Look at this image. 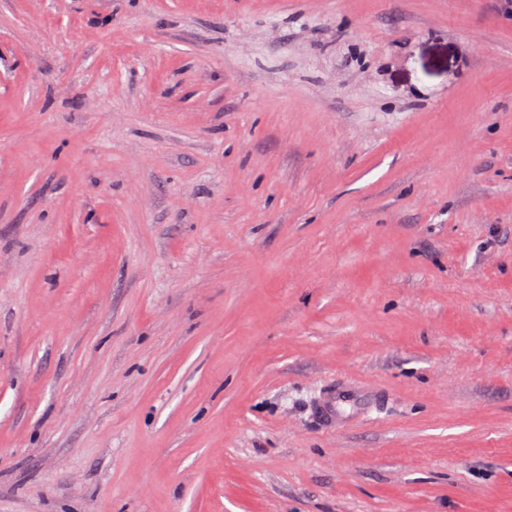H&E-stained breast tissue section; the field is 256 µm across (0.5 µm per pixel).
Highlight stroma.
I'll return each instance as SVG.
<instances>
[{
	"label": "stroma",
	"instance_id": "stroma-1",
	"mask_svg": "<svg viewBox=\"0 0 512 512\" xmlns=\"http://www.w3.org/2000/svg\"><path fill=\"white\" fill-rule=\"evenodd\" d=\"M0 512H512V0H0Z\"/></svg>",
	"mask_w": 512,
	"mask_h": 512
}]
</instances>
